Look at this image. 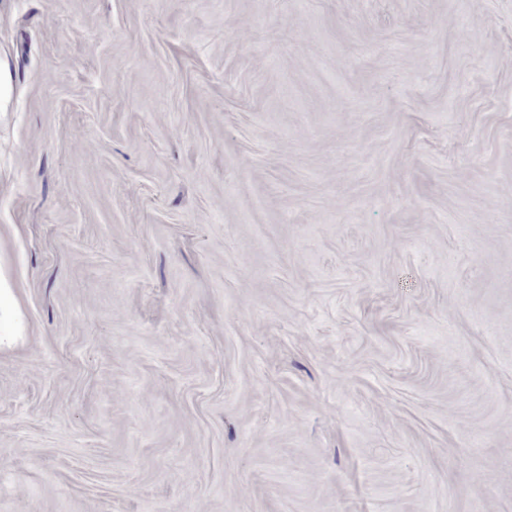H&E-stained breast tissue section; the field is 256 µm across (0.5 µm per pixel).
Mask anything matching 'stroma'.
I'll return each instance as SVG.
<instances>
[{"label":"stroma","instance_id":"35a3bbf8","mask_svg":"<svg viewBox=\"0 0 512 512\" xmlns=\"http://www.w3.org/2000/svg\"><path fill=\"white\" fill-rule=\"evenodd\" d=\"M0 512H512V0H0Z\"/></svg>","mask_w":512,"mask_h":512}]
</instances>
